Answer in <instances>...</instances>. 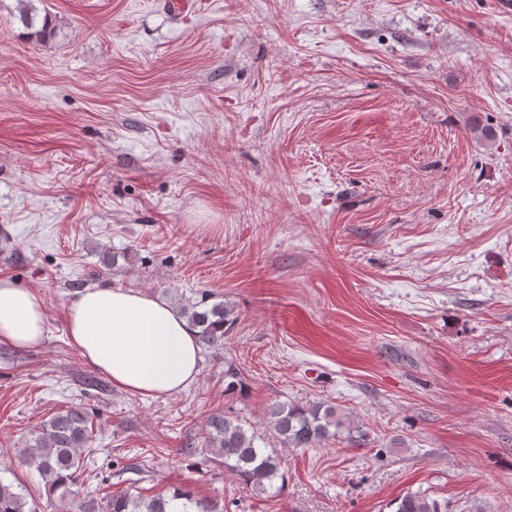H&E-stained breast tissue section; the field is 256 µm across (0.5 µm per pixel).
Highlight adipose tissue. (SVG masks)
<instances>
[{
  "mask_svg": "<svg viewBox=\"0 0 512 512\" xmlns=\"http://www.w3.org/2000/svg\"><path fill=\"white\" fill-rule=\"evenodd\" d=\"M70 344L94 370L126 392L173 395L197 381L201 347L186 318L163 297L120 285L78 292L65 313ZM47 303L33 288L0 278V344L39 347Z\"/></svg>",
  "mask_w": 512,
  "mask_h": 512,
  "instance_id": "1",
  "label": "adipose tissue"
}]
</instances>
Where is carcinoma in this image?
<instances>
[{
    "mask_svg": "<svg viewBox=\"0 0 512 512\" xmlns=\"http://www.w3.org/2000/svg\"><path fill=\"white\" fill-rule=\"evenodd\" d=\"M20 21L31 34L40 39L54 36L48 19L36 27V17L24 8ZM210 296L183 305L181 313L197 329L201 346L224 348V328L232 324V309L222 302L208 304ZM270 427L284 446L311 448L346 427L336 407L315 403L300 407L284 402H273L266 409ZM206 444L224 459V468L245 484L266 492L283 477L282 459L256 445L258 436L246 429L237 419L224 413L211 415L207 420ZM91 421L83 407H71L53 415L34 432L29 448L24 450L23 462L35 469L47 484L48 492L62 501H78L77 512H169L168 506L182 501L183 512H216L208 501L198 499L188 490L176 489L169 496L150 498L123 493L112 496L107 504L88 492L78 489L79 480L86 471L83 450L90 447ZM0 512H36L28 506L27 493L21 485L5 483L0 479ZM396 512H439L435 501L422 492L409 493L398 503Z\"/></svg>",
    "mask_w": 512,
    "mask_h": 512,
    "instance_id": "1",
    "label": "carcinoma"
}]
</instances>
